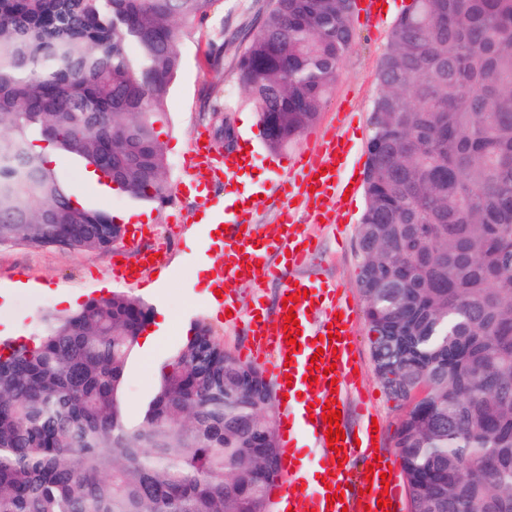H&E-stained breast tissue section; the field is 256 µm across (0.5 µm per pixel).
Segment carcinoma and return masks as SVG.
Wrapping results in <instances>:
<instances>
[{
  "label": "carcinoma",
  "instance_id": "obj_1",
  "mask_svg": "<svg viewBox=\"0 0 512 512\" xmlns=\"http://www.w3.org/2000/svg\"><path fill=\"white\" fill-rule=\"evenodd\" d=\"M220 0H0V245L110 250L45 142L165 206L158 140L183 27ZM351 0H269L236 81L271 151L318 118ZM357 231L378 377L412 512H512V0H412L378 71ZM152 308L125 292L0 349V512H268L276 412L199 322L142 417L120 393ZM479 458L478 471L470 461Z\"/></svg>",
  "mask_w": 512,
  "mask_h": 512
}]
</instances>
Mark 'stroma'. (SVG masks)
<instances>
[{"label":"stroma","instance_id":"1","mask_svg":"<svg viewBox=\"0 0 512 512\" xmlns=\"http://www.w3.org/2000/svg\"><path fill=\"white\" fill-rule=\"evenodd\" d=\"M393 2L395 7L385 23L353 13L354 39L340 63L326 105L297 141L273 153L263 143L257 112L235 85L237 57L247 35L255 32L268 0H220L209 19L192 26L183 40L181 67L169 92L167 117L159 129L171 183L186 181L183 162L196 133H204L217 152H224V138L212 118L216 109L230 118L236 136L249 137L255 148L259 199L252 218L267 235L280 231L281 208L273 191L280 169L290 158L314 148L324 129L338 126L353 148L357 172H364L371 110L379 93L378 70L393 22L412 0ZM53 167L62 179L80 190L83 202L115 216L139 213L147 232L138 237L136 250L165 246L169 261L157 274L143 272L138 283L128 288L114 276L120 262L119 249L64 253L53 248L0 245V292L10 301L9 309L0 315V342H33L42 331V316L65 313L69 297L83 303L127 289L149 301L154 316L147 331L156 336L157 344L150 350L135 348L121 394L125 414L135 422L157 389L164 367L192 336L196 322L206 323L225 349L235 355H242L247 346L245 330L224 315L212 314L206 302V287L223 270L224 253L209 244L205 225L191 223L190 216L197 207L194 198L175 197L162 207L136 208L125 193L87 180L64 158H56ZM365 206L364 192H357L345 219L315 226L318 250L302 274L314 283H339L354 305L356 344L361 355L359 382L381 425L382 448L389 452L401 408L377 376L358 285L361 258L357 227ZM205 262L210 268L204 272L200 266Z\"/></svg>","mask_w":512,"mask_h":512}]
</instances>
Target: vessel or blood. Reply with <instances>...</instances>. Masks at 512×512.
<instances>
[{
	"label": "vessel or blood",
	"mask_w": 512,
	"mask_h": 512,
	"mask_svg": "<svg viewBox=\"0 0 512 512\" xmlns=\"http://www.w3.org/2000/svg\"><path fill=\"white\" fill-rule=\"evenodd\" d=\"M348 166V143L333 132L321 136L316 153L300 154L291 166L292 176L277 184L285 206L281 234L273 239L255 230L249 207L236 211L220 209L212 205L207 193L209 184L220 182L229 187L249 173L253 167L250 147L220 155L213 152L210 144L195 141L184 161L190 187L195 190L202 210L210 212L211 223L232 224L241 229L240 234L224 238L225 283L257 288L263 281L274 279L281 284V296L297 298L294 312L300 334L295 345H287L284 339V316H277L271 323L262 318L248 322V349L269 352L270 359L264 368L282 395L277 490L287 498L293 512H402L401 468L395 456L376 453L373 442L378 434L373 424H366L359 432L346 429L341 442L345 459H338L328 447V425L322 419L325 404L334 402L342 416H349L358 390L359 352L354 342V310L338 287H315L298 275L314 245L305 225L297 219L292 202L303 200L312 222L330 220L345 207L343 195L349 184L342 174ZM154 258L151 252L125 257L115 276L125 284H133ZM314 366H330L334 372L319 376L315 384H306L304 377ZM305 386L313 391L314 406L299 410L292 398ZM301 435L313 440L318 465L330 474L327 485L304 486L297 448V438ZM373 463L380 464V471L362 477V470ZM384 472L389 474V482H382L380 475ZM332 487L341 488L343 501L328 503L327 494ZM384 496L389 497L390 508L378 506V499Z\"/></svg>",
	"instance_id": "b4317fda"
}]
</instances>
